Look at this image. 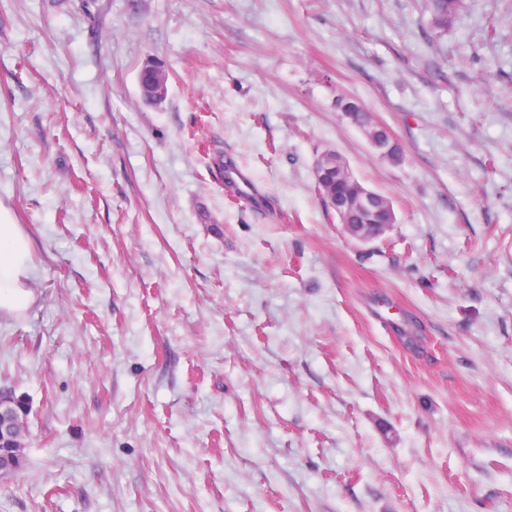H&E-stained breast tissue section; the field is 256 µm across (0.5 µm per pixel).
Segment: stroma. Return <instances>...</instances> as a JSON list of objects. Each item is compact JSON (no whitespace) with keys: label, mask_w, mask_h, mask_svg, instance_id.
Instances as JSON below:
<instances>
[{"label":"stroma","mask_w":512,"mask_h":512,"mask_svg":"<svg viewBox=\"0 0 512 512\" xmlns=\"http://www.w3.org/2000/svg\"><path fill=\"white\" fill-rule=\"evenodd\" d=\"M425 5L0 0V206L35 291L0 313L30 408L0 512H512V0L441 31ZM328 151L391 202L384 236L324 206ZM367 136L372 145L380 151L382 156L390 157L395 152L398 143L386 127L373 124L370 134ZM224 185L253 205H260L261 200L255 194L250 178L237 165H224Z\"/></svg>","instance_id":"35a3bbf8"}]
</instances>
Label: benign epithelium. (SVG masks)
<instances>
[{"mask_svg": "<svg viewBox=\"0 0 512 512\" xmlns=\"http://www.w3.org/2000/svg\"><path fill=\"white\" fill-rule=\"evenodd\" d=\"M146 77L148 84L159 90L167 88V72L163 65L152 64ZM368 138L382 156L389 157L395 152L397 142L386 127L372 125ZM315 178L321 199L356 239L372 240L385 234L391 226V222L378 219L385 209L382 196L357 185L341 159L324 157V162L315 167ZM27 412L26 403L0 392V481L12 477L23 467Z\"/></svg>", "mask_w": 512, "mask_h": 512, "instance_id": "benign-epithelium-1", "label": "benign epithelium"}]
</instances>
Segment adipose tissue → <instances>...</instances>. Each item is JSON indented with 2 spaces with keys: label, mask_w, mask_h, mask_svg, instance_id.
Listing matches in <instances>:
<instances>
[{
  "label": "adipose tissue",
  "mask_w": 512,
  "mask_h": 512,
  "mask_svg": "<svg viewBox=\"0 0 512 512\" xmlns=\"http://www.w3.org/2000/svg\"><path fill=\"white\" fill-rule=\"evenodd\" d=\"M33 300L29 241L0 209V312L25 311Z\"/></svg>",
  "instance_id": "obj_1"
}]
</instances>
